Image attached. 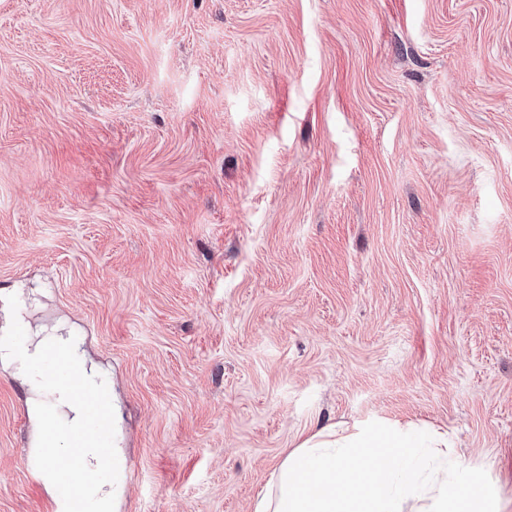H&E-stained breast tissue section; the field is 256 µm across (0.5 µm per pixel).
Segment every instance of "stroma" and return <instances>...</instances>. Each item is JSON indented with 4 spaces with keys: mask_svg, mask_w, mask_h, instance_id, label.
<instances>
[{
    "mask_svg": "<svg viewBox=\"0 0 512 512\" xmlns=\"http://www.w3.org/2000/svg\"><path fill=\"white\" fill-rule=\"evenodd\" d=\"M9 312L110 389L111 512H253L375 420L512 512V0H0ZM48 400L0 355V512Z\"/></svg>",
    "mask_w": 512,
    "mask_h": 512,
    "instance_id": "stroma-1",
    "label": "stroma"
}]
</instances>
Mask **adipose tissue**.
I'll return each instance as SVG.
<instances>
[{
	"mask_svg": "<svg viewBox=\"0 0 512 512\" xmlns=\"http://www.w3.org/2000/svg\"><path fill=\"white\" fill-rule=\"evenodd\" d=\"M448 432L335 423L283 459L254 512H494L483 482L449 478Z\"/></svg>",
	"mask_w": 512,
	"mask_h": 512,
	"instance_id": "1",
	"label": "adipose tissue"
}]
</instances>
